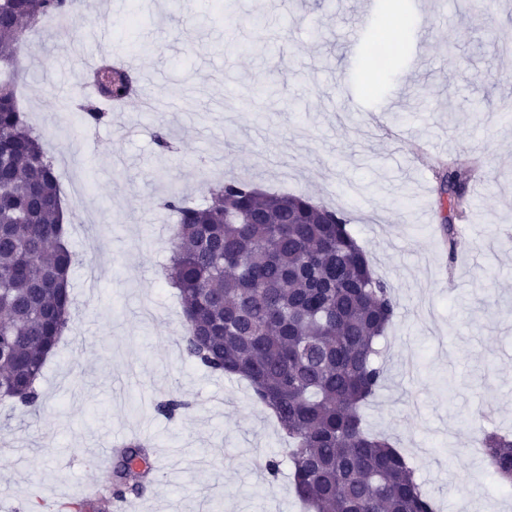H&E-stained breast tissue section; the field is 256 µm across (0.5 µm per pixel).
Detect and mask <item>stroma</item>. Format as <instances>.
Instances as JSON below:
<instances>
[{
	"instance_id": "obj_1",
	"label": "stroma",
	"mask_w": 512,
	"mask_h": 512,
	"mask_svg": "<svg viewBox=\"0 0 512 512\" xmlns=\"http://www.w3.org/2000/svg\"><path fill=\"white\" fill-rule=\"evenodd\" d=\"M79 5L85 22L42 40L19 82L22 111L70 177L67 241L81 261L38 409L0 404V512H66L122 435L165 459L140 512H302L287 470L252 467L285 460L287 438L245 380L188 357L162 274L167 193L238 177L346 214L399 304L367 426L398 441L439 512H512L473 443L479 427L512 433V0H401L397 17L419 26L385 66L368 45L387 0L369 16L363 0ZM77 47L141 59L111 123L56 120L72 88L95 92ZM478 161L451 259L437 174ZM172 396L185 407L168 418L155 405Z\"/></svg>"
}]
</instances>
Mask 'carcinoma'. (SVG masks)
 Here are the masks:
<instances>
[{"label":"carcinoma","mask_w":512,"mask_h":512,"mask_svg":"<svg viewBox=\"0 0 512 512\" xmlns=\"http://www.w3.org/2000/svg\"><path fill=\"white\" fill-rule=\"evenodd\" d=\"M74 0H0V403L36 408L35 382L68 327L70 271L77 257L64 239L61 190L42 136L17 104L26 73L27 33L48 17L76 23ZM72 108L80 124L112 120L107 104L134 90ZM480 169L447 168L438 189L448 264L466 214V186ZM163 208L172 228L168 283L183 306L186 353L213 372L246 379L288 437L289 475L310 512H435L411 460L370 433L363 408L386 380L378 340L399 304L375 276L346 215L308 196L267 194L250 181L222 180L198 205L173 193ZM493 473L512 481V437L476 430ZM133 441L113 473L112 496L138 495Z\"/></svg>","instance_id":"carcinoma-1"}]
</instances>
